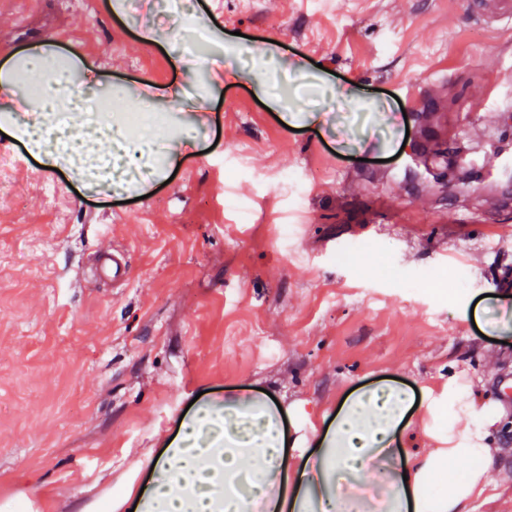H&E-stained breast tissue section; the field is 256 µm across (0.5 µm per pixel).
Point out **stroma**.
Returning a JSON list of instances; mask_svg holds the SVG:
<instances>
[{
    "label": "stroma",
    "mask_w": 512,
    "mask_h": 512,
    "mask_svg": "<svg viewBox=\"0 0 512 512\" xmlns=\"http://www.w3.org/2000/svg\"><path fill=\"white\" fill-rule=\"evenodd\" d=\"M189 2L210 23L194 73L172 61L195 32L155 0H0V65L55 59L85 94L151 98L160 119L140 177L106 194L44 167L13 125L31 98L0 97V512H98L232 392L267 390L307 448L381 385L414 394L419 447L483 432L495 466L475 512H512V175L458 161L484 126L485 150L512 149V112L461 108L512 61V19L478 0ZM147 26L177 36L148 45ZM249 36L279 56L262 90L234 74ZM352 87L395 119L390 149L340 97ZM290 109L317 124L288 130ZM367 226L369 250L343 257ZM115 247L123 283L96 262Z\"/></svg>",
    "instance_id": "1"
}]
</instances>
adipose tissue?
Masks as SVG:
<instances>
[{
    "instance_id": "1",
    "label": "adipose tissue",
    "mask_w": 512,
    "mask_h": 512,
    "mask_svg": "<svg viewBox=\"0 0 512 512\" xmlns=\"http://www.w3.org/2000/svg\"><path fill=\"white\" fill-rule=\"evenodd\" d=\"M42 104L30 113L46 131L68 101L57 68L33 66ZM413 407L403 388L365 390L340 407L314 436L312 450L290 444L280 415L242 393L223 406L199 408L181 421L178 441L152 460L151 483L136 512H472L493 454L481 434L453 448L403 447V421ZM466 468H454L457 459ZM448 481L437 493L431 477Z\"/></svg>"
}]
</instances>
